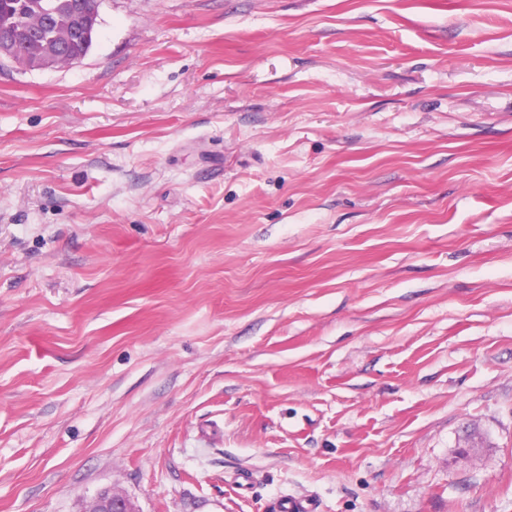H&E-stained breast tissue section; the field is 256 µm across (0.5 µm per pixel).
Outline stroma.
Instances as JSON below:
<instances>
[{
    "mask_svg": "<svg viewBox=\"0 0 512 512\" xmlns=\"http://www.w3.org/2000/svg\"><path fill=\"white\" fill-rule=\"evenodd\" d=\"M0 59V512H512V0H101ZM76 2L77 0H55L57 8L56 15L54 17V26L56 27V30L58 32L62 33L57 34L53 38H48L47 40L57 39L59 43H63L69 41L71 37L77 36L83 40L85 39L86 42H89L91 33L93 31V27L88 29L89 20L92 17V14L93 18L97 17L96 9L89 14L83 13L77 27L73 29L71 32H64L73 24L74 18L72 13V5ZM82 512H140V510L130 497L111 488L87 502Z\"/></svg>",
    "mask_w": 512,
    "mask_h": 512,
    "instance_id": "obj_1",
    "label": "stroma"
}]
</instances>
